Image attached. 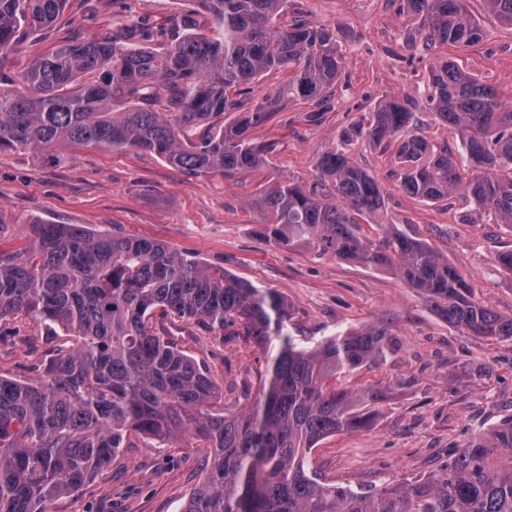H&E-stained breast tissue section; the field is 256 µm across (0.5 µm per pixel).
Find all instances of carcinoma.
<instances>
[{"label": "carcinoma", "mask_w": 512, "mask_h": 512, "mask_svg": "<svg viewBox=\"0 0 512 512\" xmlns=\"http://www.w3.org/2000/svg\"><path fill=\"white\" fill-rule=\"evenodd\" d=\"M67 0H0V53L63 12ZM210 20L199 33L174 21L163 51L118 38L74 41L33 60L0 87V151L31 149L54 162L72 145L142 149L192 174L231 178L258 169L272 149L253 128L290 101L327 103L341 76L334 30L296 15L278 26L288 0H193ZM512 26V0H484ZM469 0H400L414 38L427 49L473 45L483 28ZM288 78L248 107L263 75ZM432 111L458 137L459 157L409 132L410 102H378L365 128L342 133L324 151L320 177L334 197L279 179L256 200L270 214L265 242L305 244L338 259L392 269L449 324L475 336L512 339V316L471 294L464 277L426 242L384 222V188L358 167L346 145L357 137L393 149L395 175L426 202L456 195L476 220L512 229V95L433 59ZM228 112L236 113L229 122ZM368 216L380 233H362ZM26 245L0 249V322L20 315L75 344L35 379L0 373V512H45L46 502L79 489L135 438L184 440L204 458L203 480L181 512H512V417L450 452L425 478L368 490L310 470L324 438L371 422L391 387L336 385L337 375L385 357L389 326L368 323L313 348L285 333L291 312L274 291L203 265L151 238L101 234L71 224L33 223ZM192 318L208 331L279 342L259 397L239 413L208 410L214 381L170 340L154 317Z\"/></svg>", "instance_id": "carcinoma-1"}]
</instances>
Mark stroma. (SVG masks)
I'll list each match as a JSON object with an SVG mask.
<instances>
[{
  "label": "stroma",
  "mask_w": 512,
  "mask_h": 512,
  "mask_svg": "<svg viewBox=\"0 0 512 512\" xmlns=\"http://www.w3.org/2000/svg\"><path fill=\"white\" fill-rule=\"evenodd\" d=\"M398 7V0H288L289 10L335 31L343 70L322 122L310 121L309 104L292 102L252 130L256 142L275 145L261 168L227 178L194 175L139 149L75 146L56 164L41 162L29 150L0 151V211L13 224L5 248L24 246V231L35 220L150 237L281 295L292 313L287 332L298 346H316L365 323L389 325L385 359L341 374L339 382H391L392 399L380 405L368 428L327 437L310 455L312 470L355 489L429 475L453 449L512 417V339L472 336L448 324L396 272L322 255L309 246L270 245L255 234L265 221L256 205L264 190L288 178L325 193L321 153L343 130L368 124L384 97L411 99L417 134L456 152V137L427 105L432 57L413 45ZM191 8L190 0H68L53 29L0 55V77L15 76L64 42L129 38L144 25L158 34L154 48L167 47L175 19ZM470 9L484 28L483 41L444 53L512 93V26L487 14L484 0H470ZM350 154L381 181L387 220L447 258L476 299L512 316V277L496 263L499 251L512 249V233L498 224L467 223L461 197L430 203L406 194L393 174V158L367 141L356 142ZM8 327L28 343H0V372L22 380L42 372L66 342L62 336L47 341L43 326L28 316L12 319ZM159 331L223 387L225 412L241 410L242 388L258 392L265 379L266 357L254 342L225 338L178 318ZM201 478L193 449L141 442L114 457L79 491L48 501L45 510L181 512Z\"/></svg>",
  "instance_id": "35a3bbf8"
}]
</instances>
